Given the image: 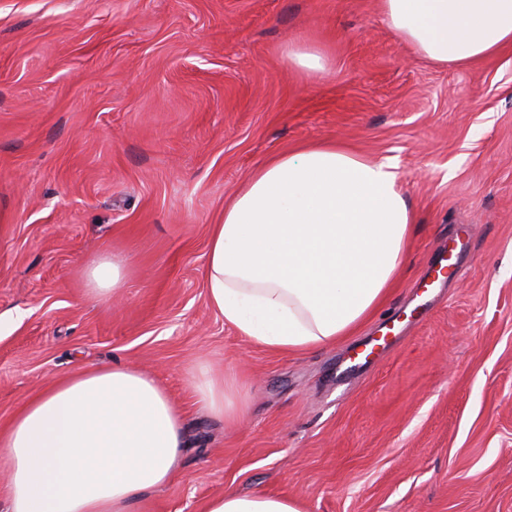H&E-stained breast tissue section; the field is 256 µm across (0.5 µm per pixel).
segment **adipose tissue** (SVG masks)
Segmentation results:
<instances>
[{
	"label": "adipose tissue",
	"mask_w": 512,
	"mask_h": 512,
	"mask_svg": "<svg viewBox=\"0 0 512 512\" xmlns=\"http://www.w3.org/2000/svg\"><path fill=\"white\" fill-rule=\"evenodd\" d=\"M383 20L422 57L469 65L512 45V0H380ZM415 212L391 160L316 142L258 165L209 234V306L240 335L278 353L354 336L385 305L404 270ZM87 279L105 301L123 286L121 260ZM186 383L212 417L248 411L234 375L198 364ZM180 409L136 369H83L27 402L0 432L8 512H130L182 467ZM204 512H303L293 499L224 493Z\"/></svg>",
	"instance_id": "adipose-tissue-1"
}]
</instances>
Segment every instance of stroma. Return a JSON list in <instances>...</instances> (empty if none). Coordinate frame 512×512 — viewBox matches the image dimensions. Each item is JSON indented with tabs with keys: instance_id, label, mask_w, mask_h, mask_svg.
Returning a JSON list of instances; mask_svg holds the SVG:
<instances>
[{
	"instance_id": "35a3bbf8",
	"label": "stroma",
	"mask_w": 512,
	"mask_h": 512,
	"mask_svg": "<svg viewBox=\"0 0 512 512\" xmlns=\"http://www.w3.org/2000/svg\"><path fill=\"white\" fill-rule=\"evenodd\" d=\"M294 47L325 71L296 67ZM320 141L391 160L417 215L359 334L411 322L343 385L348 343L270 353L205 288L225 202ZM445 249L455 273L414 316ZM112 256L125 284L101 302L84 272ZM201 362L244 384L239 424L191 395ZM112 365L166 387L187 442L132 512H204L226 492L305 512H512V47L428 61L378 0H0V429L74 370Z\"/></svg>"
}]
</instances>
